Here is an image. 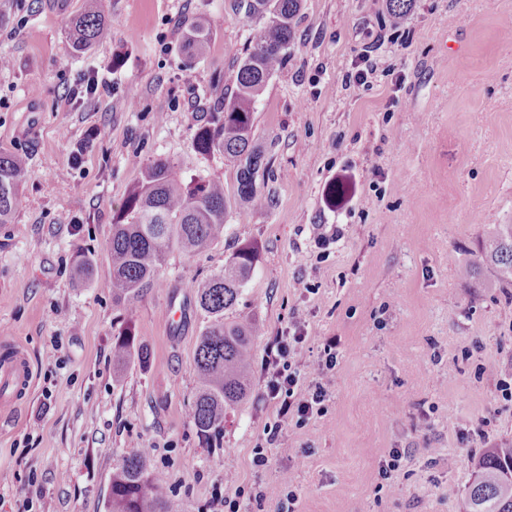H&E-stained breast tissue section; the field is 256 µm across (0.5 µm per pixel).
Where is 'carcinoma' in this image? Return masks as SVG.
I'll return each mask as SVG.
<instances>
[{"instance_id": "carcinoma-1", "label": "carcinoma", "mask_w": 512, "mask_h": 512, "mask_svg": "<svg viewBox=\"0 0 512 512\" xmlns=\"http://www.w3.org/2000/svg\"><path fill=\"white\" fill-rule=\"evenodd\" d=\"M301 4L302 0H240L247 18L266 23L255 30L238 63L235 92L210 122L196 129L191 141L193 150L203 157L218 153L236 162L234 198L246 207L260 208L266 203L263 184L268 161L253 143V113L269 81L291 57L294 20ZM179 25L185 64L190 65L207 51L209 24L199 17H185ZM110 34L111 24L92 5L69 20L74 53L91 48ZM27 176V158L1 149L0 224L9 223L18 209L20 187ZM228 207L224 183L188 182L174 161L161 157L151 161L113 219L108 282L112 301L129 304L158 287V273L170 250L194 255L223 239ZM254 261V246L245 244L219 272L194 284L208 325L195 351L198 386L189 417L206 443L224 431L225 412L242 404L252 392L255 347L263 326L253 318L228 321L224 312L235 306ZM486 262L496 267L501 283L510 289L506 296L512 297V224L499 225L483 240L470 268ZM112 359L120 370L134 359L146 363L149 353L135 345V335L127 327L114 337ZM510 469L512 442L483 451L469 486L468 512H512ZM104 506L106 512H183L182 503L168 495L162 480L135 451L125 454L112 474Z\"/></svg>"}]
</instances>
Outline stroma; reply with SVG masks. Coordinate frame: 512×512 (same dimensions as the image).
Segmentation results:
<instances>
[{"mask_svg": "<svg viewBox=\"0 0 512 512\" xmlns=\"http://www.w3.org/2000/svg\"><path fill=\"white\" fill-rule=\"evenodd\" d=\"M83 0H0V147L30 174L0 224V356L19 348L31 386L0 409V512H105L103 493L135 450L185 512L216 492L262 486L241 512H466L484 449L512 441V300L493 266L469 271L498 225L512 224V0H414L399 40L388 0H303L289 61L254 113L270 161L261 209L230 206L223 240L168 253L161 285L127 306L106 283L114 216L142 169L165 157L189 180L234 193L237 166L191 139L235 90L254 24L237 0H100L110 40L72 56L68 23ZM205 18L210 46L184 66L181 18ZM370 86L345 87L363 46ZM70 55V54H69ZM96 76V94L70 89ZM258 248L231 320L259 319L255 388L269 345L305 321L301 382L315 349L337 342L325 416L250 452L273 405L250 398L224 416L220 442L189 418L194 354L207 324L192 285L242 244ZM92 259L78 276L77 255ZM182 312L170 333L169 308ZM131 328L147 363L115 378L112 339ZM410 448L391 479L379 467ZM31 483L30 500L15 488ZM282 430V425L278 422L264 430L262 438L253 448L252 464L255 469L264 470L268 467V451L270 448H278L281 445Z\"/></svg>", "mask_w": 512, "mask_h": 512, "instance_id": "35a3bbf8", "label": "stroma"}]
</instances>
